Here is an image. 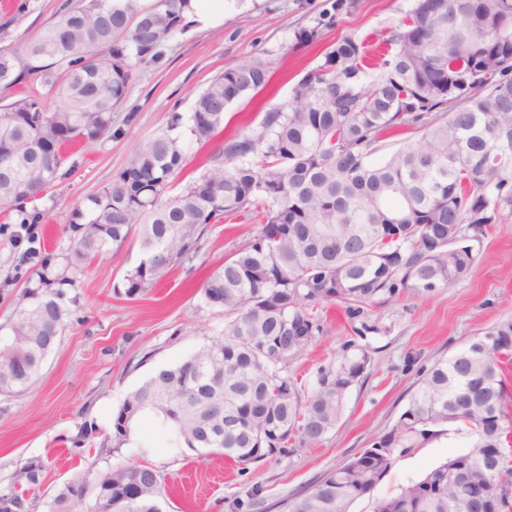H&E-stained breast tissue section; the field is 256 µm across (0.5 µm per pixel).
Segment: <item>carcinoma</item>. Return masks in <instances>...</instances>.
Here are the masks:
<instances>
[{"mask_svg": "<svg viewBox=\"0 0 512 512\" xmlns=\"http://www.w3.org/2000/svg\"><path fill=\"white\" fill-rule=\"evenodd\" d=\"M189 0H77L27 44L0 51V84L38 83L0 105V208L12 224H41L27 208L62 178L63 149L81 140L120 139L112 112L127 97L134 64H154L182 25ZM354 0H327L298 43ZM390 48L369 56L343 37L289 97L268 105L257 126L224 133L225 108L264 91L275 62L246 57L216 75L188 117L140 143L112 183L74 212L78 232L63 264L45 258L27 280L28 305L0 340V394L29 388L57 347L68 317L64 287L98 257L120 247L138 225L154 264L128 271L114 292L133 299L192 258L207 224L250 216L257 235L211 270L201 285L206 306L224 313V338L143 381L112 416V447L129 441L144 415L187 447L213 449L239 465L290 457L319 444L340 422L349 388L370 356L354 339L319 369L304 392L290 365L323 332L320 306L341 302L362 338L373 303L455 287L477 263L501 211L512 212V0H415L390 31ZM59 100L56 105L48 96ZM206 145L224 135L204 171L179 191L181 134ZM406 131L413 142L390 147ZM378 160H373L374 156ZM8 223V224H10ZM8 224L0 229L5 231ZM468 236L477 243L452 249ZM512 359V318L472 338L419 376L395 427L373 445L281 500L283 512H350L392 463L403 440L429 427L463 424L473 441L418 481L376 501L374 512H475L485 491L492 512L512 509L503 452L512 429L501 364ZM166 485L149 465L99 472L46 502L60 512L75 499L85 512H163ZM0 512H30L15 492L0 493Z\"/></svg>", "mask_w": 512, "mask_h": 512, "instance_id": "carcinoma-1", "label": "carcinoma"}]
</instances>
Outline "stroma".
<instances>
[{"mask_svg": "<svg viewBox=\"0 0 512 512\" xmlns=\"http://www.w3.org/2000/svg\"><path fill=\"white\" fill-rule=\"evenodd\" d=\"M17 1L0 0V26L9 29L0 48L19 52L53 23L62 0H22L26 9L21 13L15 10ZM325 2L228 0L220 26H185L173 33L158 63L135 65L128 97L112 114L116 124L125 125V136L72 146L62 165L63 178L40 201L47 216L37 233L47 252L57 256L67 251L74 209L111 183L138 144L166 132L172 113L189 115L197 95L225 66L246 56L278 65L267 91L229 107L227 128L232 131L258 123L268 104L287 98L339 37L377 48L414 0H355L354 8L337 15L316 43L299 45L295 31L313 26ZM131 111L136 119L128 125L124 119ZM257 231V224L242 218L208 225L197 257L133 299L113 288L143 258L136 239L99 257L78 276L67 290L71 316L38 379L23 393L0 394V493L12 490L48 501L77 479L90 483L101 470L139 463L164 477L166 512H250L247 502L254 494L264 500V512H279L277 504L286 494L306 488L388 434L407 408L421 370L452 355L496 321L512 318V212L505 211L484 240L479 262L455 288L370 308L369 320L379 327L363 340L370 364L349 389L341 421L318 447L278 461L259 460L243 470L219 452L186 448L168 428L147 417L128 444L102 453L112 416L130 392L158 370L223 337L224 315L205 306L199 287ZM37 264L34 258L23 260L21 248L0 234V328H9L23 304L26 278ZM321 316L323 334L292 366L299 384L308 389L318 369L352 336L342 305L325 306ZM469 443L467 427L457 425L396 448L388 473L370 496L354 502L351 512H373L375 500L465 452ZM31 462L44 468L37 486L20 475Z\"/></svg>", "mask_w": 512, "mask_h": 512, "instance_id": "stroma-1", "label": "stroma"}]
</instances>
